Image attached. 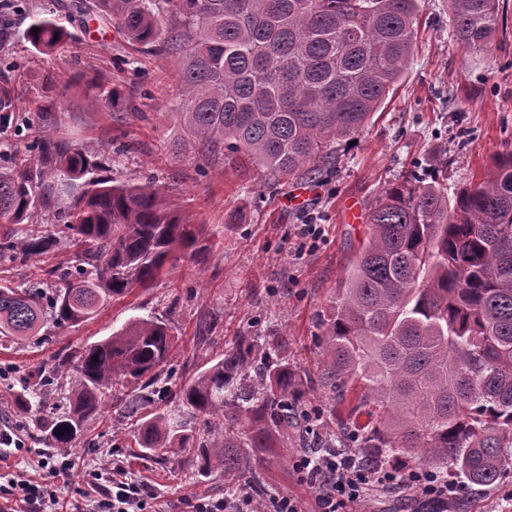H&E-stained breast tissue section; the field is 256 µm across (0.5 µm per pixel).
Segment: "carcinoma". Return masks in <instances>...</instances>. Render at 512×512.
<instances>
[{
  "mask_svg": "<svg viewBox=\"0 0 512 512\" xmlns=\"http://www.w3.org/2000/svg\"><path fill=\"white\" fill-rule=\"evenodd\" d=\"M141 49L175 53L182 134L201 157L221 154L244 181L316 178L335 166L396 89L413 55L418 0H90ZM452 40L468 51L494 41L500 0H448ZM38 29V34L31 29ZM40 54L66 32L46 4L24 33ZM14 69L0 67V130L17 119ZM54 103L28 123L38 156L0 140V259L37 262L52 235L17 237L15 224L53 208L76 265L52 266L25 286L0 281V336L35 337L44 309L59 329L96 315L114 297L149 288L179 259H196L204 225L190 224L151 185L116 183L59 136ZM83 180L78 185L76 181ZM323 382H354L385 409L362 431L364 461L453 468L468 486L512 470V152L493 174L455 192L413 174L382 189L366 217V243L347 269L325 323ZM175 336L163 318L130 320L102 340L54 357L28 378L27 412L42 388L69 385L41 441L73 449L107 400L124 410L146 457L197 460L201 474L260 481L256 459L320 413L278 358L281 336H238L224 357L172 388L165 366Z\"/></svg>",
  "mask_w": 512,
  "mask_h": 512,
  "instance_id": "carcinoma-1",
  "label": "carcinoma"
}]
</instances>
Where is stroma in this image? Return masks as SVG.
I'll return each mask as SVG.
<instances>
[{
    "mask_svg": "<svg viewBox=\"0 0 512 512\" xmlns=\"http://www.w3.org/2000/svg\"><path fill=\"white\" fill-rule=\"evenodd\" d=\"M56 2L68 39L48 55L36 53L24 37L40 0H28L22 8L15 0L0 6V20L8 27L0 38V58L26 72L22 110L34 111L67 85L59 121L73 145L97 160L136 142L137 150L104 169V176L155 182L191 223L204 225L208 242L196 260L177 261L153 287L105 303L90 321L67 329L45 323L36 339L0 338V424L25 443L8 458L12 470L28 469L54 453L35 440L31 419L16 403L27 374L61 348L98 341L133 318L154 314L168 315L178 338L166 366L176 384L220 359L235 337L285 334L283 355L302 384L305 407L325 411L323 434L337 448L350 446L349 406L335 404L330 388L319 381L328 342L323 321L350 257L365 238L366 215L382 187L415 172L437 175L453 193L482 181L495 157L512 151V0H504L507 20L495 42L471 53L448 36V0H420L413 58L356 142L340 147L333 172L315 185L277 182L258 171L249 186L225 166L223 156L204 161L190 149L169 156L167 146L177 135L169 112L178 93L176 58L143 53L108 22L80 18L72 0ZM112 89L123 96L115 108L106 100ZM305 209L318 213L324 234L303 245L295 228ZM204 316L217 322L205 341L196 336ZM126 430L120 410L108 408L73 452L81 468L117 466L154 491L159 512H190L191 501L224 495L219 475L201 476L171 458H136ZM299 449L292 436L286 447L266 455L260 486L248 489L259 512H265L273 493L298 499L310 512L315 491L300 483L293 469ZM447 512H512V473L494 486L460 488Z\"/></svg>",
    "mask_w": 512,
    "mask_h": 512,
    "instance_id": "35a3bbf8",
    "label": "stroma"
}]
</instances>
